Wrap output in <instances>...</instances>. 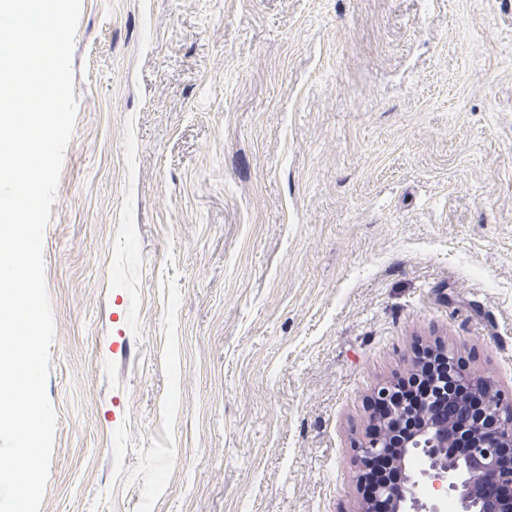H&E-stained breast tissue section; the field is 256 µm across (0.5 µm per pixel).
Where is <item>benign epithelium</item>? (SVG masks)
Here are the masks:
<instances>
[{"mask_svg": "<svg viewBox=\"0 0 512 512\" xmlns=\"http://www.w3.org/2000/svg\"><path fill=\"white\" fill-rule=\"evenodd\" d=\"M462 373L484 402V413L467 428L469 447L448 445L458 430L455 422L432 420L417 435L407 437L394 464L403 471L401 485L374 483L358 489L354 512H372L371 499L383 497L392 512H512V466L504 465L501 449L512 447V400L497 399L490 377L467 369ZM400 410L386 412L382 427L369 428L355 448L360 462L383 459L390 452V433Z\"/></svg>", "mask_w": 512, "mask_h": 512, "instance_id": "benign-epithelium-1", "label": "benign epithelium"}]
</instances>
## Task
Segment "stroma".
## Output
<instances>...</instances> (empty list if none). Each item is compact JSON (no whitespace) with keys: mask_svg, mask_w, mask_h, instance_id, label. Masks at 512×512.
Here are the masks:
<instances>
[{"mask_svg":"<svg viewBox=\"0 0 512 512\" xmlns=\"http://www.w3.org/2000/svg\"><path fill=\"white\" fill-rule=\"evenodd\" d=\"M40 512H353L375 387L512 396V0H81Z\"/></svg>","mask_w":512,"mask_h":512,"instance_id":"1","label":"stroma"}]
</instances>
